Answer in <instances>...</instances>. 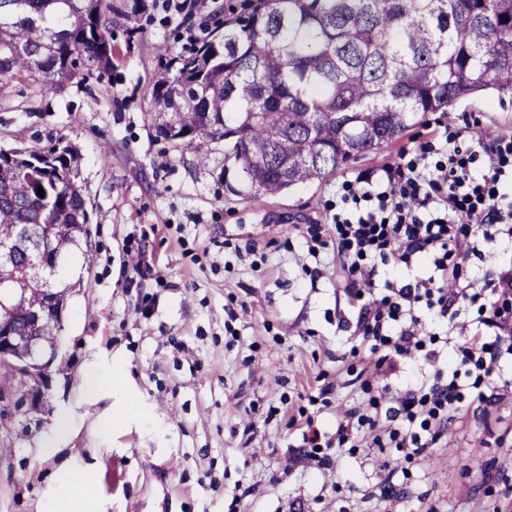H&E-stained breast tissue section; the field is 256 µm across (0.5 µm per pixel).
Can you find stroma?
Listing matches in <instances>:
<instances>
[{
  "label": "stroma",
  "mask_w": 512,
  "mask_h": 512,
  "mask_svg": "<svg viewBox=\"0 0 512 512\" xmlns=\"http://www.w3.org/2000/svg\"><path fill=\"white\" fill-rule=\"evenodd\" d=\"M176 2L148 0L134 42L114 31L104 81L0 84V148H79L95 250L39 407L17 393L0 401V512H225L237 487L240 512H512V492L494 487L512 478V400L490 420L450 422L386 498L377 483L391 449H369V467L346 453L326 469L295 461L301 437L281 405L333 384L318 422L334 428L348 395L337 359L358 341L335 262L312 276L299 225L333 223L348 184L417 143L512 131V100L470 98L326 180L251 192L223 145L197 154L157 137L147 117L156 45L188 46L227 0L190 16ZM64 465L92 468L96 499L61 480Z\"/></svg>",
  "instance_id": "obj_1"
}]
</instances>
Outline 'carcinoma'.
Here are the masks:
<instances>
[{"instance_id":"carcinoma-1","label":"carcinoma","mask_w":512,"mask_h":512,"mask_svg":"<svg viewBox=\"0 0 512 512\" xmlns=\"http://www.w3.org/2000/svg\"><path fill=\"white\" fill-rule=\"evenodd\" d=\"M146 0H0V83L101 81L112 30L140 33ZM156 135L197 154L224 143L246 187L277 194L323 181L398 141L410 122L477 96L512 97V0H229L223 27L176 52L156 46ZM81 155L59 142L0 154V326L58 343L61 322L27 328L51 291L67 307L93 259ZM44 195H38V188ZM29 380L0 364V387Z\"/></svg>"}]
</instances>
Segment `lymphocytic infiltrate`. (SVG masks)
<instances>
[{
  "mask_svg": "<svg viewBox=\"0 0 512 512\" xmlns=\"http://www.w3.org/2000/svg\"><path fill=\"white\" fill-rule=\"evenodd\" d=\"M430 145L417 161L397 162L352 196L355 213L332 225L300 229L307 251L332 250L349 306L357 309L359 342L342 367L353 392L334 430L319 425L324 398L308 394L292 422L306 458L320 467L337 452L378 446L395 449L384 489L405 464L428 457L449 421L469 410H491L512 391L502 373L512 360V268L481 288H449L471 258L490 263L503 240H512V196L499 192L512 183V135L453 146L444 164L428 166ZM391 280L377 289L379 266ZM477 309V327L464 332L457 319ZM416 360L393 406L382 387L355 369V362L393 364ZM449 359L447 370L437 364Z\"/></svg>",
  "mask_w": 512,
  "mask_h": 512,
  "instance_id": "1",
  "label": "lymphocytic infiltrate"
}]
</instances>
